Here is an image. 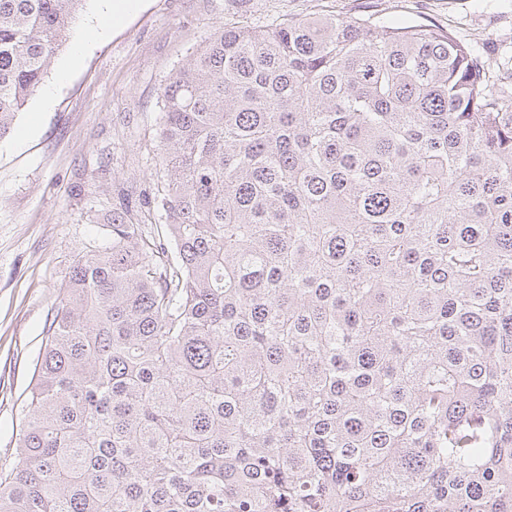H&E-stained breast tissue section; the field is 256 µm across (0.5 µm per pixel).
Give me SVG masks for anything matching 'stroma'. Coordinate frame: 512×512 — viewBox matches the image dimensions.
Segmentation results:
<instances>
[{
  "label": "stroma",
  "instance_id": "1",
  "mask_svg": "<svg viewBox=\"0 0 512 512\" xmlns=\"http://www.w3.org/2000/svg\"><path fill=\"white\" fill-rule=\"evenodd\" d=\"M312 13L387 14L480 47V62L512 83V0H140L112 26L87 0L40 89L0 140V470L15 462L24 401L60 288L79 254L106 246L110 210L145 220L160 90L225 23ZM102 35L88 39L89 28Z\"/></svg>",
  "mask_w": 512,
  "mask_h": 512
}]
</instances>
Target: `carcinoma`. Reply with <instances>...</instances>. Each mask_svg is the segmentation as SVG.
Returning a JSON list of instances; mask_svg holds the SVG:
<instances>
[{
	"label": "carcinoma",
	"instance_id": "obj_1",
	"mask_svg": "<svg viewBox=\"0 0 512 512\" xmlns=\"http://www.w3.org/2000/svg\"><path fill=\"white\" fill-rule=\"evenodd\" d=\"M86 0H0V139ZM46 330L0 512H512V88L421 23L223 25Z\"/></svg>",
	"mask_w": 512,
	"mask_h": 512
}]
</instances>
